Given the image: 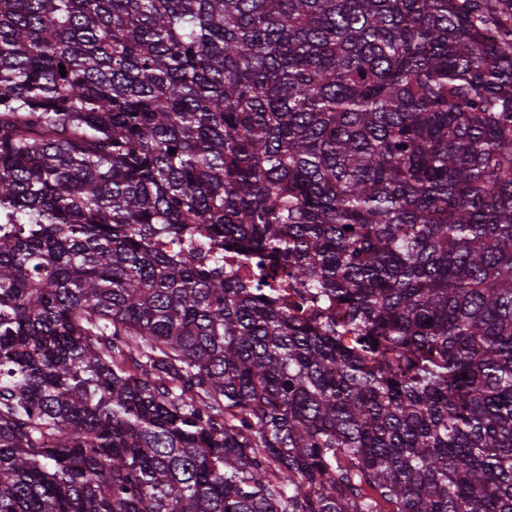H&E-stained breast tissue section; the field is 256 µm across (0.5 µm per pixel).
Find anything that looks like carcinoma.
Instances as JSON below:
<instances>
[{
  "instance_id": "carcinoma-1",
  "label": "carcinoma",
  "mask_w": 512,
  "mask_h": 512,
  "mask_svg": "<svg viewBox=\"0 0 512 512\" xmlns=\"http://www.w3.org/2000/svg\"><path fill=\"white\" fill-rule=\"evenodd\" d=\"M0 512H512V0H0Z\"/></svg>"
}]
</instances>
